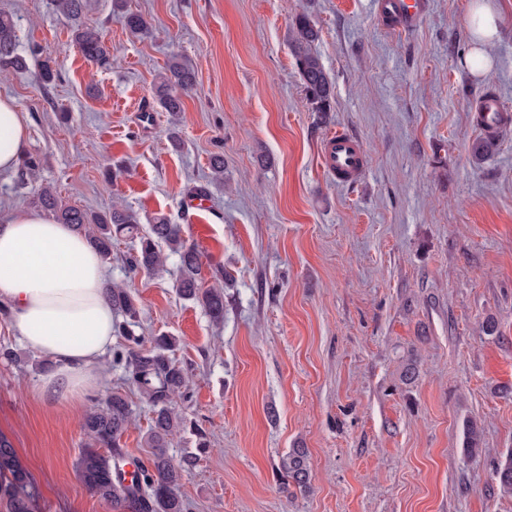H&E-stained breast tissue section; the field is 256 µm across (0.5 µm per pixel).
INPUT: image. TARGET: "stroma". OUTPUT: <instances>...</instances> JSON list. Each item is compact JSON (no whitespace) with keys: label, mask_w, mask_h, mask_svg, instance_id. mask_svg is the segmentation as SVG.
Returning a JSON list of instances; mask_svg holds the SVG:
<instances>
[{"label":"stroma","mask_w":512,"mask_h":512,"mask_svg":"<svg viewBox=\"0 0 512 512\" xmlns=\"http://www.w3.org/2000/svg\"><path fill=\"white\" fill-rule=\"evenodd\" d=\"M378 0H125L149 23L134 35L113 0H88L108 65L89 63L50 0H0L13 16L25 72H0V96L28 119L25 183L0 175V209L32 211L51 185L68 204L141 221L164 215L201 254L213 285L223 267L224 320L176 288V258L130 275L131 240L116 243L105 281L138 296L144 339L178 337L189 371L180 411L207 435H177L173 458L197 455L179 492L186 512H512L494 477L512 450V123L475 160L473 116L484 93L512 112V0L484 76L473 49L472 0H423L407 32L387 28ZM320 31L311 49L335 86L325 122L311 112L292 47L297 15ZM195 70L184 110L161 107L171 57ZM49 61L58 76L38 81ZM360 139L369 164L352 185L322 164L325 137ZM224 157V177L210 160ZM207 190L205 210L185 196ZM498 325L486 334L487 319ZM0 433L31 473L41 512H113L76 469L83 409L38 394L40 357L0 319ZM96 393L124 395L131 458L153 413L104 358ZM412 378H405L406 370ZM481 431L464 449L463 424ZM307 452L310 482L280 471Z\"/></svg>","instance_id":"stroma-1"}]
</instances>
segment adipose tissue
I'll use <instances>...</instances> for the list:
<instances>
[{"label": "adipose tissue", "mask_w": 512, "mask_h": 512, "mask_svg": "<svg viewBox=\"0 0 512 512\" xmlns=\"http://www.w3.org/2000/svg\"><path fill=\"white\" fill-rule=\"evenodd\" d=\"M469 21L476 42L469 64L485 74L498 15L489 0H476ZM27 140L25 116L13 99L0 97V174L17 167ZM103 285L101 255L72 226L38 213L0 216V307L25 347L50 363L38 392L70 408L103 380L116 326Z\"/></svg>", "instance_id": "1"}]
</instances>
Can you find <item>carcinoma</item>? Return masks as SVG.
<instances>
[{"label":"carcinoma","mask_w":512,"mask_h":512,"mask_svg":"<svg viewBox=\"0 0 512 512\" xmlns=\"http://www.w3.org/2000/svg\"><path fill=\"white\" fill-rule=\"evenodd\" d=\"M51 4L71 22L73 40L84 58L92 64H106L108 51L101 36L82 21L86 0H51ZM119 21L132 34L147 31L145 19L137 13L125 12ZM317 38L312 20L303 14L296 16L293 26L296 67L311 111L322 117L333 111L334 92L319 56L311 51V44ZM1 66L14 70L28 68L27 58L17 52L15 21L6 13H0ZM194 89V69L177 57L171 59L158 86L162 108L178 116L183 111L182 96ZM498 134L497 130L490 131L474 139L469 145L471 155L476 159L486 155ZM33 204L51 213L59 223L72 225L105 258L112 255V246L118 238L133 240L134 252L127 259L128 272L132 274L160 270L166 261V250L177 255L179 294L203 306L213 320L224 319L223 287L203 286L200 254L186 243L180 226L166 216H156L143 226L135 213L123 207L114 206L106 213L92 214L63 202L49 186L36 193ZM105 294L112 309L124 317L118 326L123 343L113 352L112 365L124 370L129 383L153 412L145 437L150 458L146 465L135 464L132 471L124 470L126 453L122 439L132 425L133 411L123 395L112 393L96 401L83 415L86 442L77 462L81 481L88 491L109 502L115 512H185L179 487L183 474L194 466L196 457L186 456L176 462L168 452L173 438L186 428L185 417L174 406V400L185 396L188 387L187 369L175 359L177 339L161 334L152 339L151 348H143V337L133 330L140 316L135 296L116 284L106 287ZM281 470L298 487H307L310 475L305 449H290L282 459ZM494 473L500 490L512 493V451L500 456ZM0 502L6 512H37L38 509L30 474L21 464L12 442L2 435Z\"/></svg>","instance_id":"carcinoma-1"}]
</instances>
